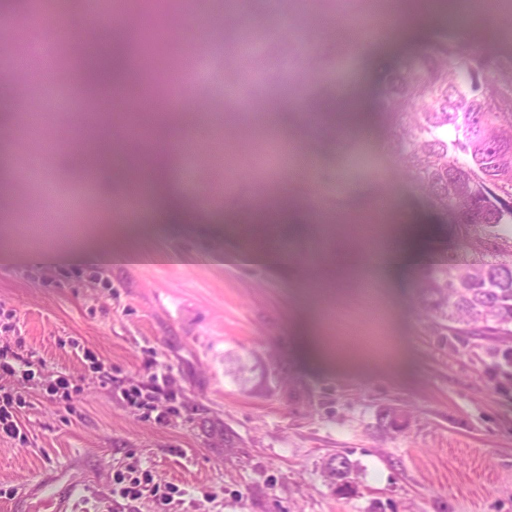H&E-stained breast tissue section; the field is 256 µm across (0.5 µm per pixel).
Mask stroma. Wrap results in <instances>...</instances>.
Here are the masks:
<instances>
[{"instance_id": "1", "label": "stroma", "mask_w": 512, "mask_h": 512, "mask_svg": "<svg viewBox=\"0 0 512 512\" xmlns=\"http://www.w3.org/2000/svg\"><path fill=\"white\" fill-rule=\"evenodd\" d=\"M56 0L40 24L16 14L5 35L19 100L0 123V168L24 159L43 180L7 186L0 211V345L40 360L34 379H0V394L27 402L26 441L0 437V512L23 483L71 455L88 492L75 512H512V360L504 343L454 336L414 306L411 269L363 268L335 279L324 254L380 246L374 227L405 220L423 229L421 250L441 238L418 205L400 158L386 149L378 114L387 74L404 66L470 12L464 36L512 53V0H394L376 36L378 0H176L175 23L132 89L185 95L165 145L171 192L202 218L157 229L156 204L117 219L125 183L82 181V150L69 102L81 98L65 40L92 35ZM68 37V38H69ZM358 41L352 65L343 45ZM346 92L359 105L346 125L307 122ZM373 162L348 170L353 150ZM287 200L304 232L287 241L298 263L213 264L211 252L261 246L267 201ZM112 227V251L135 262L49 264L48 246ZM102 363L112 378L100 380ZM66 375L80 390L50 398ZM153 392L143 417L126 392ZM404 410L399 430L378 436L375 413ZM356 462L357 492L341 496L323 474L328 455ZM139 466L177 487L169 502L150 489L114 503L117 473Z\"/></svg>"}]
</instances>
